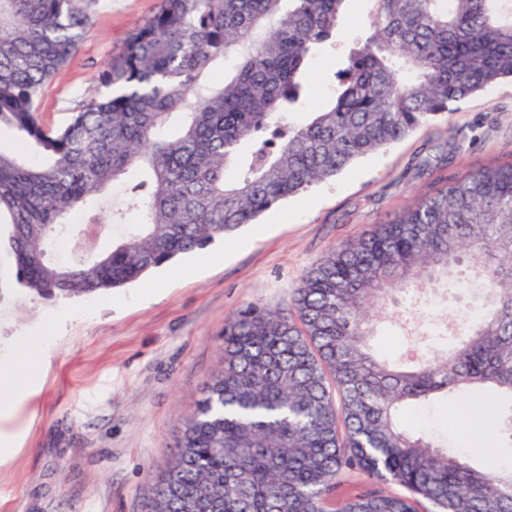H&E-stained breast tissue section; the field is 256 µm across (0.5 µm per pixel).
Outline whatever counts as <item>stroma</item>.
Masks as SVG:
<instances>
[{"mask_svg": "<svg viewBox=\"0 0 512 512\" xmlns=\"http://www.w3.org/2000/svg\"><path fill=\"white\" fill-rule=\"evenodd\" d=\"M159 0H99L79 52L40 99L44 124L63 125L96 93L98 70L123 50ZM373 0H350L336 48L308 75L309 93L293 124L325 108L353 42L370 33ZM512 162V81L476 93L400 141L365 155L333 178L265 211L257 223L215 239L217 261L181 257L178 276L156 269L111 293L76 298L77 313L43 352L35 392L10 429L21 445L0 463V512H141L150 483L176 451L183 415L224 362V323L249 303L294 317V292L330 249L436 194L451 179ZM95 236L72 225V253L111 249L136 216L113 196ZM48 299L17 289L0 300V354L41 331ZM481 399L410 409L409 424L483 461L499 448ZM512 465V450L499 448Z\"/></svg>", "mask_w": 512, "mask_h": 512, "instance_id": "35a3bbf8", "label": "stroma"}]
</instances>
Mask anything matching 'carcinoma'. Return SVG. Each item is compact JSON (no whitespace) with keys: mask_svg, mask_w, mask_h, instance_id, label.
Masks as SVG:
<instances>
[{"mask_svg":"<svg viewBox=\"0 0 512 512\" xmlns=\"http://www.w3.org/2000/svg\"><path fill=\"white\" fill-rule=\"evenodd\" d=\"M98 0H0V224L17 281L43 298L108 293L254 224L272 206L512 79V0H375L331 106L285 124L348 0H159L60 127L43 88L77 52ZM221 58L219 82L203 75ZM141 222L95 256H47L48 232L118 178ZM438 292L455 312L425 323L391 308ZM300 324L249 304L224 324V365L185 417L179 451L143 512H512V469L481 467L410 430L411 407L486 391L512 442V164L472 171L302 277ZM410 337L373 346L388 322ZM360 471L404 493L336 501Z\"/></svg>","mask_w":512,"mask_h":512,"instance_id":"1","label":"carcinoma"}]
</instances>
